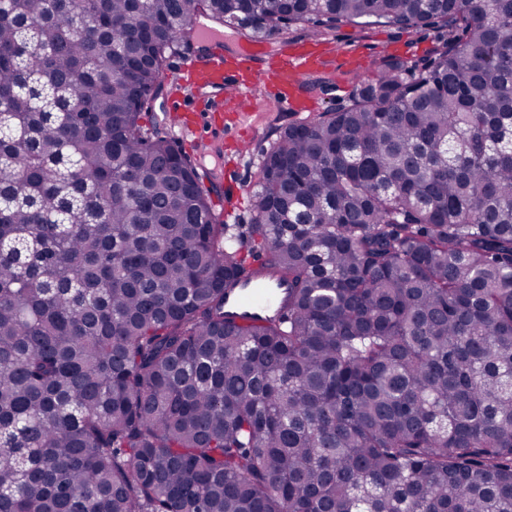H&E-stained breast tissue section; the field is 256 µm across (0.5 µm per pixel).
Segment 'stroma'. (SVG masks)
Here are the masks:
<instances>
[{
    "label": "stroma",
    "mask_w": 512,
    "mask_h": 512,
    "mask_svg": "<svg viewBox=\"0 0 512 512\" xmlns=\"http://www.w3.org/2000/svg\"><path fill=\"white\" fill-rule=\"evenodd\" d=\"M434 35L431 29L408 32L386 28L359 33L348 26L328 32L319 44L336 50L325 70L330 79L329 85L305 88L296 93L297 98L308 105V112L276 109L266 102L263 93H256L250 131L255 148L252 154L246 156L239 155L234 149V142L239 137L238 131L228 129L224 136V179L217 183L212 195L216 214H223L225 200L233 189L238 188L242 191L243 202L232 221L236 224L250 223L254 213L258 163L263 150L269 148L273 141L276 127L303 119L307 115L314 117L328 109L347 106L354 92L356 77L374 76L380 55L423 56L431 48Z\"/></svg>",
    "instance_id": "1"
}]
</instances>
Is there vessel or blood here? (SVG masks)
<instances>
[{"label":"vessel or blood","mask_w":512,"mask_h":512,"mask_svg":"<svg viewBox=\"0 0 512 512\" xmlns=\"http://www.w3.org/2000/svg\"><path fill=\"white\" fill-rule=\"evenodd\" d=\"M198 39L200 51L178 64L180 78L172 92L171 110L179 140L202 145L197 155L202 165L207 162L206 146L224 144L225 113L247 122L259 88L278 107L288 108L293 104L291 90L327 64L322 53L285 41L269 52L255 45L227 47L223 33L211 29L199 31ZM284 293L282 284L253 281L229 290L224 306L237 322L262 323Z\"/></svg>","instance_id":"vessel-or-blood-1"}]
</instances>
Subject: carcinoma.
Here are the masks:
<instances>
[{"instance_id": "1", "label": "carcinoma", "mask_w": 512, "mask_h": 512, "mask_svg": "<svg viewBox=\"0 0 512 512\" xmlns=\"http://www.w3.org/2000/svg\"><path fill=\"white\" fill-rule=\"evenodd\" d=\"M201 18L437 36L278 128L244 226L141 124ZM0 512H512V0H0ZM252 282L241 288L229 290L226 294L224 308L229 317L239 323H264L272 305L277 303L285 293V284L277 282Z\"/></svg>"}]
</instances>
